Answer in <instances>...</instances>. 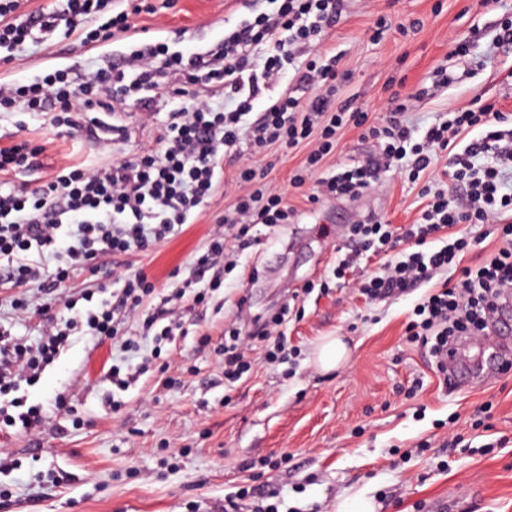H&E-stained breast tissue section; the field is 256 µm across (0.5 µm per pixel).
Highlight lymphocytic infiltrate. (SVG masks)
<instances>
[{
    "label": "lymphocytic infiltrate",
    "mask_w": 512,
    "mask_h": 512,
    "mask_svg": "<svg viewBox=\"0 0 512 512\" xmlns=\"http://www.w3.org/2000/svg\"><path fill=\"white\" fill-rule=\"evenodd\" d=\"M271 2L272 12L243 19L204 50L186 54L157 40L133 48L119 66L80 74L66 67L0 85V112H45L53 128L106 147L126 140L128 128L101 120V113L128 104L147 121L166 114L152 145L110 165L64 167L35 185L0 188V279L14 290L8 301L16 317L34 311L43 319L34 343L0 325L1 434L44 429L49 416L42 403L30 401L28 388L75 337L109 339L136 353L144 336L157 357L162 342L183 329L173 302L188 297L193 304L223 309L217 294L235 251L249 248L250 231L290 223L294 216L283 194L258 186L257 168L244 158L249 150L308 147L292 188L315 177L324 195L348 200L374 189L382 170L392 167L420 184L437 154L448 152V176L463 198L422 186L427 203L415 223L396 227L381 216H365L351 225L347 252L333 270L343 280L363 253L385 257L379 273L358 283L374 300L402 296L443 276L441 287L415 306L408 326L409 336L431 357H439L455 337L481 335L487 311L512 288V192L502 190L503 172L512 166V117L495 104L475 101L449 110L447 118L419 133L407 121L408 99L399 93L388 98L384 117L373 123L362 108L333 106L336 59L311 57L307 50L341 21L346 0ZM111 4L57 0L52 9L23 13L19 0H0V54L13 59L27 43L61 28L83 31L90 44L108 43L131 26L128 11L111 12ZM99 16L103 24L86 29V21ZM287 73L293 76L291 88L255 112L256 101ZM197 85L217 91L220 100L194 95ZM350 124L364 127L365 139L376 141L377 156L319 177L338 132ZM476 129L480 137L458 146L461 135ZM42 154V147L15 137L0 146V174L41 170ZM228 155L240 159L237 181L247 187L221 218L235 235L229 240L215 232L195 256L192 277L174 281L151 314L143 307L155 287L141 269L71 291L74 276L93 270L102 256H131L179 234L223 186ZM466 224L490 225L500 242L492 257L465 264L481 243L463 233ZM48 255L53 264L45 263Z\"/></svg>",
    "instance_id": "lymphocytic-infiltrate-1"
}]
</instances>
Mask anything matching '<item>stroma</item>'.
I'll use <instances>...</instances> for the list:
<instances>
[{
  "label": "stroma",
  "mask_w": 512,
  "mask_h": 512,
  "mask_svg": "<svg viewBox=\"0 0 512 512\" xmlns=\"http://www.w3.org/2000/svg\"><path fill=\"white\" fill-rule=\"evenodd\" d=\"M153 13L134 16L115 42L85 45L55 32L0 64V85L47 71L109 67L116 53L149 40L192 52L223 39L224 29L266 0H149ZM420 20L418 30L393 29L373 42L378 15ZM512 15V0H350L347 17L323 46L339 56L345 78L337 103L352 102L378 116L395 87L411 94L409 121L425 128L459 104L478 99L512 114V44L497 20ZM469 55L455 54L458 41ZM454 83L414 98L417 85L439 70ZM24 134L44 149L47 169L66 164L105 166L114 156L88 142L56 136L47 115L0 113V144ZM375 142L348 127L322 170L366 159ZM303 151L276 148L257 155L267 181L296 212L293 223L263 228L261 245L245 250L224 281V310L195 309L186 335L165 346L150 371L127 391L114 392L107 373L125 357L111 341L75 342L30 390L53 409L65 398L77 426L41 436L0 435V458L14 461L0 474V512H221L225 497L249 486L278 497L279 512H339L362 498L373 512H512V370L473 384L448 385L426 349L411 343L407 325L429 293L372 302L354 288L330 284L305 292L308 281L331 277L347 240V221L376 213L402 225L420 216L418 189L395 171L381 187L354 200H308L290 185ZM224 190L178 236L133 262L145 266L157 295L170 275L192 272L193 255L218 226L217 216L243 192L238 161L225 158ZM289 308L283 325L288 356L268 364L259 351L248 374L226 382L217 350L232 329L248 334ZM326 336L347 339L350 355L321 371L313 350ZM175 385H168V378ZM121 403L118 412L108 396Z\"/></svg>",
  "instance_id": "35a3bbf8"
}]
</instances>
